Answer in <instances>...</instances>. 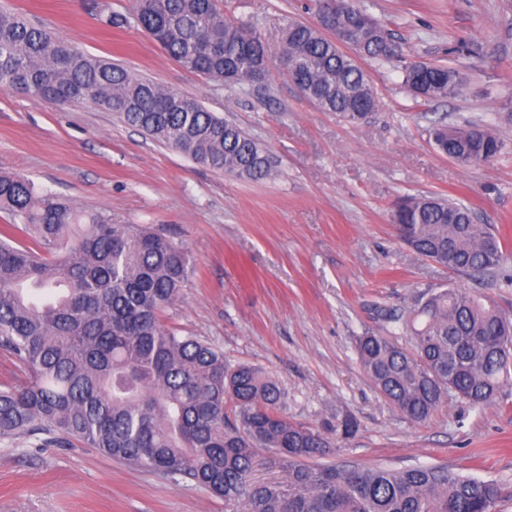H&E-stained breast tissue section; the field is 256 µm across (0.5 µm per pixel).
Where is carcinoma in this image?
I'll return each mask as SVG.
<instances>
[{"instance_id": "obj_1", "label": "carcinoma", "mask_w": 512, "mask_h": 512, "mask_svg": "<svg viewBox=\"0 0 512 512\" xmlns=\"http://www.w3.org/2000/svg\"><path fill=\"white\" fill-rule=\"evenodd\" d=\"M342 3L324 28L288 24L275 54L253 22L224 16L218 0H132L105 22L140 28L182 67L218 83L248 85L257 63L283 62L305 98L360 123L376 110V93L325 31L369 59L391 60L399 49L355 0ZM403 82L431 101L457 93L462 77L415 62L403 67ZM0 91L90 103L214 172L260 180L275 168L261 143L198 99L2 9ZM460 130L437 124L430 136L456 161L475 154L486 163L502 151L490 130L469 140ZM0 212L8 218L0 226V349L31 376L25 386L0 385V439L79 441L128 466L192 482L226 504L243 500L249 512H495L496 482L446 466L309 464L332 444L278 411L282 392L269 376L231 368L220 349L161 324L191 270L188 253L163 233L114 224L4 173ZM394 223L407 246L458 275L494 277L512 260L495 227L474 223L470 209L451 199L409 198ZM376 310L410 345L365 332L356 339L360 365L416 423L450 395L489 404L512 374V318L475 292L450 283L420 292L407 317ZM261 448L274 451L285 478H254Z\"/></svg>"}]
</instances>
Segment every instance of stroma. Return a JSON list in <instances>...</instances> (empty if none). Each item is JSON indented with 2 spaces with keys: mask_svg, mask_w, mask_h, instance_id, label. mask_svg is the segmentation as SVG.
<instances>
[{
  "mask_svg": "<svg viewBox=\"0 0 512 512\" xmlns=\"http://www.w3.org/2000/svg\"><path fill=\"white\" fill-rule=\"evenodd\" d=\"M402 49V61L445 64L465 82L427 102L403 84L399 62L358 58L378 108L354 124L305 99L278 67L259 92L183 68L142 30L106 26L102 8L129 0H0L84 52L195 97L274 156L258 181L209 171L116 115L0 91V172L71 199L116 224H146L193 265L162 321L223 350L228 365L262 369L285 394L291 421L324 429L352 416L356 435L328 464L448 465L498 483L496 512H512V384L472 407L448 399L424 424L407 419L362 369L355 339L386 336L382 306L408 314L416 291L476 288L512 315V284L466 277L399 239L392 215L407 196L460 199L512 248V0H358ZM278 48L288 23H311L310 0H220ZM480 125L503 143L480 165L458 164L429 138L435 122ZM0 512H231L189 482L128 467L96 449L0 440Z\"/></svg>",
  "mask_w": 512,
  "mask_h": 512,
  "instance_id": "stroma-1",
  "label": "stroma"
}]
</instances>
